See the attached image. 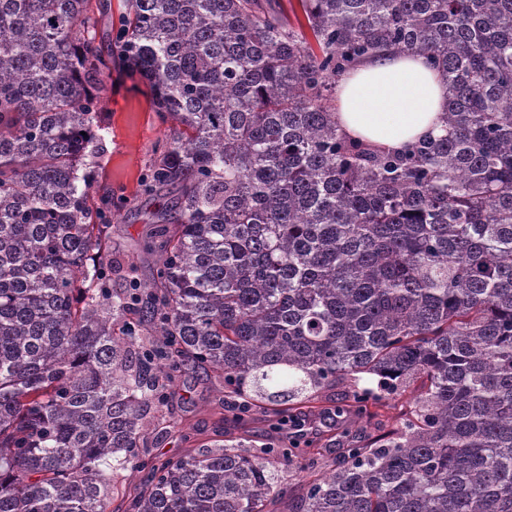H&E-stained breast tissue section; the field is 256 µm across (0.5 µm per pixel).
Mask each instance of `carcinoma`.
I'll list each match as a JSON object with an SVG mask.
<instances>
[{
	"label": "carcinoma",
	"mask_w": 512,
	"mask_h": 512,
	"mask_svg": "<svg viewBox=\"0 0 512 512\" xmlns=\"http://www.w3.org/2000/svg\"><path fill=\"white\" fill-rule=\"evenodd\" d=\"M298 6L0 0V512H109L127 469V512H270L298 473L288 512H512V0ZM405 52L448 86L444 133L339 132L336 80ZM114 68L169 125L156 278L131 263L119 291L88 197ZM186 362L295 428L344 384L413 413L336 465L239 443L149 465ZM139 477L137 473L131 471H118L114 475V494L112 495L109 509L111 512H124L127 506L129 496L133 494L138 484Z\"/></svg>",
	"instance_id": "carcinoma-1"
}]
</instances>
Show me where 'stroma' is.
Instances as JSON below:
<instances>
[{
	"mask_svg": "<svg viewBox=\"0 0 512 512\" xmlns=\"http://www.w3.org/2000/svg\"><path fill=\"white\" fill-rule=\"evenodd\" d=\"M107 111L103 117L108 129L106 153L95 173L93 194H112V258L117 265L135 261L141 282H150L157 257L142 250L149 235L153 213L164 200L143 191V182L155 160L154 147L167 133L151 107L146 88L137 80L113 72L107 81ZM224 384L200 369L184 370L173 386L168 387L163 405L148 415L143 429V445L160 459H178L196 453L217 430L238 433L240 427L233 406L217 411L223 404ZM408 397H397L380 406H368L366 413H350L330 419L315 414L310 430L315 434L319 451L327 463L342 460L341 442L330 439L333 427L350 429L352 447L366 448L375 438L388 432L399 415L408 413Z\"/></svg>",
	"mask_w": 512,
	"mask_h": 512,
	"instance_id": "35a3bbf8",
	"label": "stroma"
}]
</instances>
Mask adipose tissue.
<instances>
[{"label":"adipose tissue","instance_id":"ef3b65f1","mask_svg":"<svg viewBox=\"0 0 512 512\" xmlns=\"http://www.w3.org/2000/svg\"><path fill=\"white\" fill-rule=\"evenodd\" d=\"M336 121L349 137L400 150L442 133L448 89L416 54H390L340 77Z\"/></svg>","mask_w":512,"mask_h":512}]
</instances>
